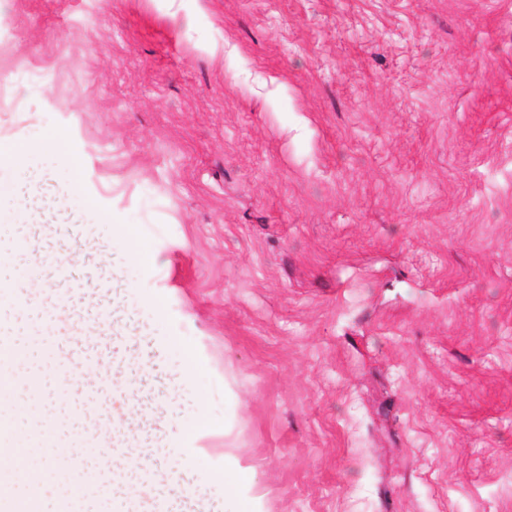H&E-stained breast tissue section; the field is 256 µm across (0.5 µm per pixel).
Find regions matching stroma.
<instances>
[{"mask_svg":"<svg viewBox=\"0 0 512 512\" xmlns=\"http://www.w3.org/2000/svg\"><path fill=\"white\" fill-rule=\"evenodd\" d=\"M1 91L54 334L99 363L68 399L137 384L142 503L187 509L153 404L191 350L198 512L227 456L228 512H512V0H0ZM51 128L109 223L58 208ZM116 223L153 265L113 271ZM224 473V508L226 501L238 495L240 490L248 486L254 477L253 468L251 466L242 464L239 461H233L230 467V476L226 479L227 469L224 465L222 471L216 467L215 478H218Z\"/></svg>","mask_w":512,"mask_h":512,"instance_id":"stroma-1","label":"stroma"}]
</instances>
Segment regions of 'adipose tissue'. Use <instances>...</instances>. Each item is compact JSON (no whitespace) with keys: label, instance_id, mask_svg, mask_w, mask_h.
<instances>
[{"label":"adipose tissue","instance_id":"obj_1","mask_svg":"<svg viewBox=\"0 0 512 512\" xmlns=\"http://www.w3.org/2000/svg\"><path fill=\"white\" fill-rule=\"evenodd\" d=\"M41 142L43 147L52 151L63 166L69 167L72 178L69 183L68 201L73 206L81 208L97 222H105L107 214L99 207L95 199L87 195L81 173L79 156L80 145L64 130L51 129L46 131ZM168 422L176 426L178 435L172 447L166 453L170 463V478L168 488L175 496H182L184 487L191 485L195 474L196 462L200 450L196 448V440L209 433L214 423L203 410H195L189 422H182L176 410H169Z\"/></svg>","mask_w":512,"mask_h":512}]
</instances>
